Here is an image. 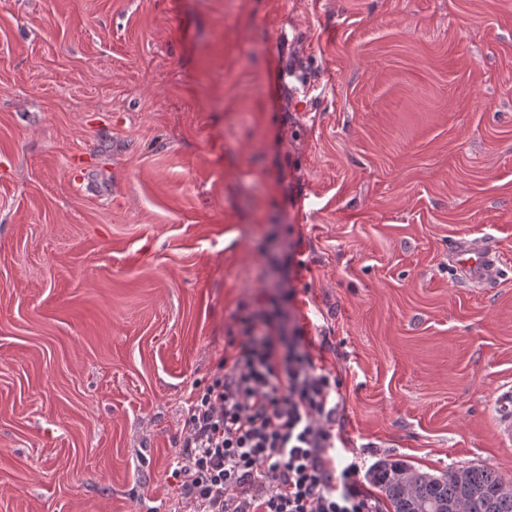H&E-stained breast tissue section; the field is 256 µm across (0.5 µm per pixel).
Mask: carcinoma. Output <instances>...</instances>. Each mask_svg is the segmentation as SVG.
Instances as JSON below:
<instances>
[{"instance_id":"cac0c4a2","label":"carcinoma","mask_w":512,"mask_h":512,"mask_svg":"<svg viewBox=\"0 0 512 512\" xmlns=\"http://www.w3.org/2000/svg\"><path fill=\"white\" fill-rule=\"evenodd\" d=\"M408 469L400 461H384L371 474L372 483L384 493L388 512H448L457 499L458 487L451 469L440 475L413 472L414 492L409 493L397 481V474ZM472 493L465 512H512V496L501 495L505 481L496 471L479 466L466 468Z\"/></svg>"}]
</instances>
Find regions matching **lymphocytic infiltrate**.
<instances>
[{
  "label": "lymphocytic infiltrate",
  "instance_id": "f902f5d3",
  "mask_svg": "<svg viewBox=\"0 0 512 512\" xmlns=\"http://www.w3.org/2000/svg\"><path fill=\"white\" fill-rule=\"evenodd\" d=\"M209 382L194 385L173 512H375L337 466L339 381L287 313L241 306Z\"/></svg>",
  "mask_w": 512,
  "mask_h": 512
}]
</instances>
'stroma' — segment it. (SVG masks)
<instances>
[{
	"label": "stroma",
	"instance_id": "35a3bbf8",
	"mask_svg": "<svg viewBox=\"0 0 512 512\" xmlns=\"http://www.w3.org/2000/svg\"><path fill=\"white\" fill-rule=\"evenodd\" d=\"M275 303L379 512L384 461L512 483V0H0V512H168ZM449 258L456 269L473 283H485L497 277L499 258L481 242H456Z\"/></svg>",
	"mask_w": 512,
	"mask_h": 512
}]
</instances>
